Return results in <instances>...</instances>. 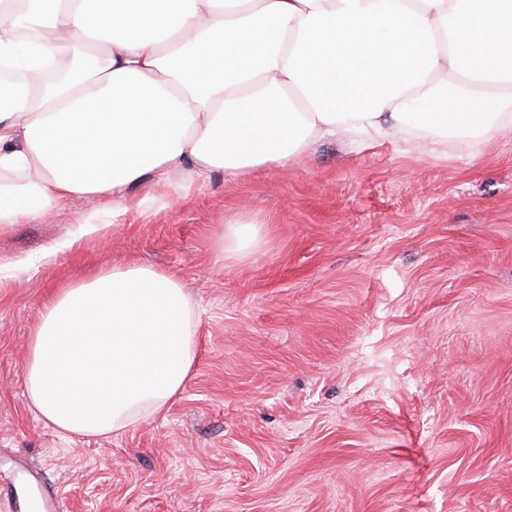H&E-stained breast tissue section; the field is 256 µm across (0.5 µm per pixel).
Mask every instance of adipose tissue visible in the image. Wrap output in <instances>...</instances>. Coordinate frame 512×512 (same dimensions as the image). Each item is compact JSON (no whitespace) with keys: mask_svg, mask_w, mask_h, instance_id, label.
Wrapping results in <instances>:
<instances>
[{"mask_svg":"<svg viewBox=\"0 0 512 512\" xmlns=\"http://www.w3.org/2000/svg\"><path fill=\"white\" fill-rule=\"evenodd\" d=\"M70 57L61 85L36 81ZM0 228L73 197L125 212L212 173L287 168L317 140L512 129V0H0ZM224 224L214 261L248 254ZM179 280L115 265L47 297L24 384L64 436L161 413L197 355Z\"/></svg>","mask_w":512,"mask_h":512,"instance_id":"1","label":"adipose tissue"}]
</instances>
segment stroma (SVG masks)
<instances>
[{
  "label": "stroma",
  "instance_id": "obj_1",
  "mask_svg": "<svg viewBox=\"0 0 512 512\" xmlns=\"http://www.w3.org/2000/svg\"><path fill=\"white\" fill-rule=\"evenodd\" d=\"M317 142L287 169L0 230V512L22 467L64 512H512V135ZM255 253L216 265L224 221ZM176 275L198 356L161 414L62 438L23 381L51 293Z\"/></svg>",
  "mask_w": 512,
  "mask_h": 512
}]
</instances>
